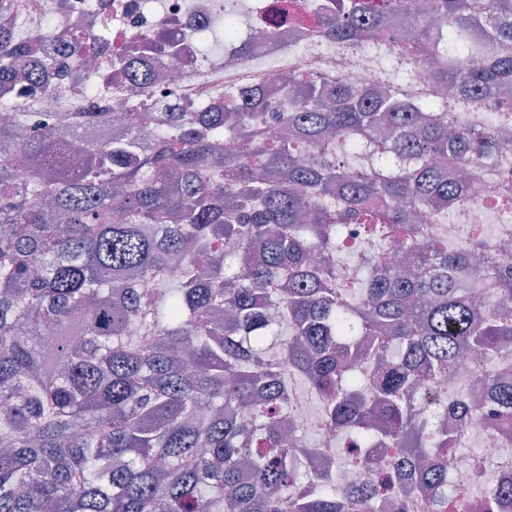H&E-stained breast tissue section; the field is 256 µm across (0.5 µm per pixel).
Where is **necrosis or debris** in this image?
Segmentation results:
<instances>
[{
	"mask_svg": "<svg viewBox=\"0 0 512 512\" xmlns=\"http://www.w3.org/2000/svg\"><path fill=\"white\" fill-rule=\"evenodd\" d=\"M275 0H0V27L16 39L39 40L41 53L52 58L57 45L84 36L89 45L80 61L59 76L53 91L34 82L19 83L11 91L12 114L28 113L30 123L55 117L92 103L97 111L115 114L113 132H133L123 120L126 112H148L153 118L170 112H220L224 93L249 87L274 88L288 75L342 74L365 85L379 81L368 57L339 54L311 28L294 25L274 10ZM234 20L238 30L225 39L224 22ZM213 36V50L199 47L200 33ZM154 40L142 52L145 40ZM133 62L144 78L117 83L111 63ZM491 189L477 190L464 204V221L444 224L440 230L452 243L464 244L466 230L480 228L482 240L497 245L496 230L512 225V208L500 210ZM474 363L461 355L453 370L436 380L420 382L426 412L467 449L448 481L471 490L466 512H487L492 490L488 474L498 483L512 479V419L475 417L460 424L449 414V393L469 395L475 382ZM320 453L305 462L310 474L341 472L344 481L357 479L356 471L339 470L338 460L348 450V439L338 428L319 431Z\"/></svg>",
	"mask_w": 512,
	"mask_h": 512,
	"instance_id": "obj_1",
	"label": "necrosis or debris"
}]
</instances>
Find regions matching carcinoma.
Returning <instances> with one entry per match:
<instances>
[{
    "label": "carcinoma",
    "instance_id": "carcinoma-1",
    "mask_svg": "<svg viewBox=\"0 0 512 512\" xmlns=\"http://www.w3.org/2000/svg\"><path fill=\"white\" fill-rule=\"evenodd\" d=\"M317 25L340 49H389L448 99L293 76L288 111L233 91L158 127L149 151L108 136L109 112L0 122V512H409L415 488L459 512L420 378L512 355V264L419 238L512 154L496 132L512 126V0H326ZM80 50L22 70L36 50L0 34V91ZM487 110L501 119L460 120ZM349 224L413 271L340 279ZM294 377L321 402L315 426L396 449L387 471L350 455L364 479L298 490L300 448L277 426ZM478 380L512 414L503 374Z\"/></svg>",
    "mask_w": 512,
    "mask_h": 512
}]
</instances>
